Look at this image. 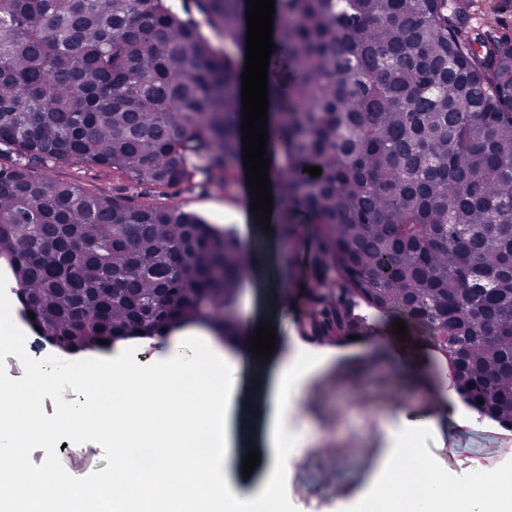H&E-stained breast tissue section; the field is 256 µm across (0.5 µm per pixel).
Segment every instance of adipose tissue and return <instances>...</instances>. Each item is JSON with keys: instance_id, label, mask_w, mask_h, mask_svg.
Here are the masks:
<instances>
[{"instance_id": "1", "label": "adipose tissue", "mask_w": 512, "mask_h": 512, "mask_svg": "<svg viewBox=\"0 0 512 512\" xmlns=\"http://www.w3.org/2000/svg\"><path fill=\"white\" fill-rule=\"evenodd\" d=\"M253 286L250 275L241 276L240 298L248 316L225 337L228 355L201 351L196 330H187L168 347L171 371L144 377L115 371L111 400L92 396L54 422L37 418L27 394H15L13 414L0 416V424L10 432L1 451L19 458L49 433L73 428L95 437L106 429L111 433L113 467L91 490L65 485L50 469L34 474L13 469L0 475V512H10L18 499L40 505L53 501V512H239L244 500L253 512H262L271 504L276 498L271 478L257 486L228 489L213 470L219 461L232 467L241 447L237 418L240 399L250 387L245 375L249 339L259 325L250 314ZM266 369L269 409L259 442L272 477L287 473L295 456L320 445L321 438L312 429L291 436L282 426L283 416L302 403L300 386L310 377V369L287 363L277 352ZM191 375L199 378L195 399L174 401L180 379ZM401 464L393 455L382 463L363 512H491L494 505H512L511 472L490 485L474 471L465 483L452 484L428 464L421 467L423 484L418 492L408 500L396 498L389 477Z\"/></svg>"}]
</instances>
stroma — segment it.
<instances>
[{
  "mask_svg": "<svg viewBox=\"0 0 512 512\" xmlns=\"http://www.w3.org/2000/svg\"><path fill=\"white\" fill-rule=\"evenodd\" d=\"M469 21L493 36H512V7H502L501 0H473ZM49 171L55 179L76 181L91 191L125 196L138 204H175L221 228L237 225L240 190L236 187L204 190L184 185L162 196L150 185L116 180L99 169L56 164ZM312 245L310 238L294 239L287 248L294 261L285 269L279 257L286 248L266 239V261L254 274L257 317L272 322L277 340L293 350L295 358H308L319 368L308 384L301 412L329 438L324 447L300 456L290 473L280 478V512H359L384 455L397 443L388 425L403 410L410 420L424 424L415 442L419 455L448 480L465 481L475 466L496 475L512 471V427L483 416L474 425L459 428L442 416L435 394L449 388L451 376L430 344L399 341L388 326L381 330L387 343L379 353L357 339L318 345L302 338L304 303L276 300L267 284L284 276L289 289L310 287L307 256ZM176 337L170 331L157 343L135 338L107 352L69 354L53 346L42 357L27 345L12 349L0 344V381L25 387L28 364L37 359L43 369L64 368V375L49 382L39 406L41 416L52 421L81 401L85 385L97 383L109 365L140 372L168 371L167 348ZM18 465L31 472L51 467L66 480L83 484L111 469L112 458L104 451L102 439L66 432L56 434L53 447L39 443L28 448Z\"/></svg>",
  "mask_w": 512,
  "mask_h": 512,
  "instance_id": "35a3bbf8",
  "label": "stroma"
}]
</instances>
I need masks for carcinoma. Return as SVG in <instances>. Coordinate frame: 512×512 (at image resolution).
<instances>
[{"label": "carcinoma", "instance_id": "carcinoma-1", "mask_svg": "<svg viewBox=\"0 0 512 512\" xmlns=\"http://www.w3.org/2000/svg\"><path fill=\"white\" fill-rule=\"evenodd\" d=\"M246 5L0 0V153L16 156L0 164V255L43 338L108 350L229 326L246 264L234 229L33 167L105 169L163 195L237 182L243 55L207 31L244 49ZM469 9L274 0V236L293 239L301 217L316 238L304 339L360 335L364 303L430 339L476 411L512 424V49Z\"/></svg>", "mask_w": 512, "mask_h": 512}]
</instances>
